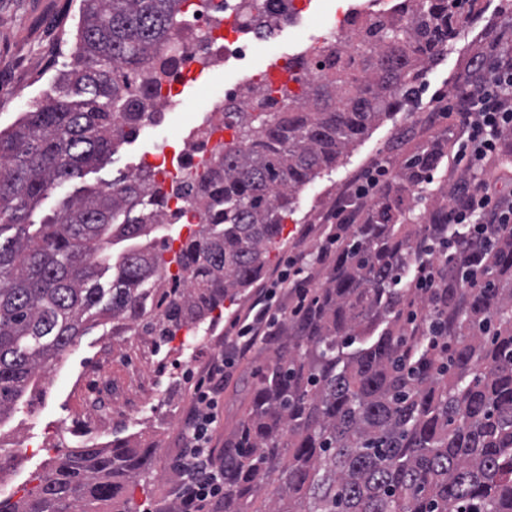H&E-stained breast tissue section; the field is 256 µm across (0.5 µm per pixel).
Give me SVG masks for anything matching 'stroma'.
<instances>
[{"mask_svg":"<svg viewBox=\"0 0 512 512\" xmlns=\"http://www.w3.org/2000/svg\"><path fill=\"white\" fill-rule=\"evenodd\" d=\"M508 1L475 0L468 24L449 42L440 62L424 73L416 97L298 191L282 241L270 251L265 278L258 287L225 303L221 315L199 326L197 336L187 341L178 335L162 342L154 336L112 335L100 327L82 336L48 373L42 394L25 396L15 415L0 427V446L8 451L0 461V496H22L24 486L54 462L59 448L85 443V428L93 423L106 441L155 447L149 473L128 482L126 494L132 512H163L175 498L174 485L164 475L181 454L191 405L193 384L186 370H203L210 355L224 351V333L231 321L248 314L259 288L276 279L289 256L318 253L334 230L325 223V215L351 201L365 170L380 163L396 173L413 151L434 136L456 135L455 117L435 116L434 99L455 95L464 84L470 59L497 38L512 35ZM79 6L80 0H0L1 127L13 123L19 113L63 94V75L75 61ZM278 42L273 55L259 52L229 59L214 80L184 93V100L191 104L203 94H217L225 84L247 82L262 68L307 49L298 27L285 28ZM158 143L153 130H142L134 140L118 146L110 163L63 183L42 200L32 222L53 216L65 198L88 188H104L120 174L135 170ZM465 177L452 158H444L430 180L408 196L412 221H424L434 204L452 199L455 185ZM268 357L258 348L236 355L233 373L224 380V419L213 436V447H223L225 433L241 418L252 373ZM79 375L107 382L110 389L95 395L75 388L72 381Z\"/></svg>","mask_w":512,"mask_h":512,"instance_id":"35a3bbf8","label":"stroma"}]
</instances>
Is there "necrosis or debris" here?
Wrapping results in <instances>:
<instances>
[{
  "instance_id": "obj_1",
  "label": "necrosis or debris",
  "mask_w": 512,
  "mask_h": 512,
  "mask_svg": "<svg viewBox=\"0 0 512 512\" xmlns=\"http://www.w3.org/2000/svg\"><path fill=\"white\" fill-rule=\"evenodd\" d=\"M194 10L176 21L171 37L162 44L165 54L180 60L174 76L161 86L151 88L149 101L152 111L174 112L184 106L180 88L185 83L207 73L232 58L256 52L261 40H274L284 28L301 24L310 0H288L287 7L269 6L243 9L239 0H191ZM248 95L243 87L225 86L221 97L209 100L205 107L213 122H205L192 130L179 152L167 145H158L155 152L145 155L140 169L153 172L164 185L201 176L224 143L231 138L222 116L225 107L244 106Z\"/></svg>"
}]
</instances>
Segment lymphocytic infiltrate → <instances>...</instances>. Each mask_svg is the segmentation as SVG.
Returning a JSON list of instances; mask_svg holds the SVG:
<instances>
[{
  "label": "lymphocytic infiltrate",
  "instance_id": "1",
  "mask_svg": "<svg viewBox=\"0 0 512 512\" xmlns=\"http://www.w3.org/2000/svg\"><path fill=\"white\" fill-rule=\"evenodd\" d=\"M492 58L489 64L476 60L477 81L464 104H438L439 111L459 118L461 131L454 160L469 174L457 187L448 221L469 225L476 234L487 224L512 225V190L501 189L499 176L487 171L488 163L501 156L503 133L512 130V42L496 41ZM302 264V256L290 257L276 280L260 292L251 319L236 323L232 342L238 350L263 344L280 319L287 317V310L277 305L278 295L299 285ZM232 366V359L215 354L193 385L194 402L177 463L180 479L175 497L180 512H209V505L224 494V471L215 461L211 438L224 415V378Z\"/></svg>",
  "mask_w": 512,
  "mask_h": 512
}]
</instances>
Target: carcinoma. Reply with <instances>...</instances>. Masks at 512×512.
<instances>
[{
  "mask_svg": "<svg viewBox=\"0 0 512 512\" xmlns=\"http://www.w3.org/2000/svg\"><path fill=\"white\" fill-rule=\"evenodd\" d=\"M187 0H81L79 58L69 93L0 129V425L52 367L101 324L172 338L224 308L264 276L299 189L383 117L415 95L421 72L467 23L453 0L403 4L395 22L336 40L303 86L250 95L224 108L235 129L224 159L195 186L202 218L173 261L166 244L132 245L109 287L112 245L149 236L169 193L140 172L63 201L32 224L65 181L111 161L154 113L118 112L136 100L114 71L150 69L152 86L179 65L159 57ZM448 155L438 137L382 184L363 223L348 225L325 283L268 338L274 359L253 373L249 401L219 449L224 497L211 512H512V225L473 237L436 205L409 223L406 194ZM432 288H402L415 262ZM177 271L171 272V263ZM155 448L67 451L0 512H131L121 480L148 468ZM278 486L257 503L263 481Z\"/></svg>",
  "mask_w": 512,
  "mask_h": 512,
  "instance_id": "1",
  "label": "carcinoma"
}]
</instances>
